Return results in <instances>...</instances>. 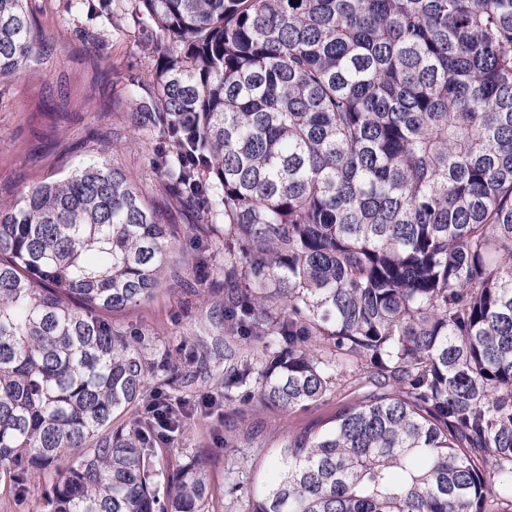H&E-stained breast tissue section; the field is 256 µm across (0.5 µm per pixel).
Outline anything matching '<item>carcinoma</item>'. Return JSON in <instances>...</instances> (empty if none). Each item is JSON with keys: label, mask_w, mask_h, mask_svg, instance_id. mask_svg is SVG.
<instances>
[{"label": "carcinoma", "mask_w": 512, "mask_h": 512, "mask_svg": "<svg viewBox=\"0 0 512 512\" xmlns=\"http://www.w3.org/2000/svg\"><path fill=\"white\" fill-rule=\"evenodd\" d=\"M0 0V78L50 63ZM151 78L131 127L206 241L224 225L222 376L282 411L363 361L359 395L277 448L245 512H512V0H127ZM178 228L93 157L0 208V497L44 512H208L204 462L159 459L145 403L186 376L112 313L181 280ZM167 490L159 497L160 487ZM51 483L50 475L29 479L22 494L11 501L10 508L7 510L0 508V512H40L42 502L51 488Z\"/></svg>", "instance_id": "obj_1"}]
</instances>
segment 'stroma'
<instances>
[{
  "label": "stroma",
  "mask_w": 512,
  "mask_h": 512,
  "mask_svg": "<svg viewBox=\"0 0 512 512\" xmlns=\"http://www.w3.org/2000/svg\"><path fill=\"white\" fill-rule=\"evenodd\" d=\"M100 0H29L36 20L55 46L53 65L31 62L16 76L0 79V207L13 204L23 187L76 169L93 153L130 174L147 198L165 208L172 223L186 225L189 214L167 206L164 177L153 167L155 141L150 135L131 140L128 105L113 86L148 82L151 60L143 50L145 33L112 0L115 24L104 28L95 10ZM213 254L208 269L193 280L164 287L149 301L114 314V324L153 337L182 369L192 370L202 351L229 347L247 355L241 337L225 335L212 313L224 306V237L213 235L202 245L184 233L171 262L192 268L201 249ZM359 386L347 376L323 401L291 413L265 406L236 393L218 399L210 411L200 402L213 389L209 379L195 377L180 387L192 414L176 437L165 462L176 463L203 453L212 488L209 512H241L248 493L266 477L276 448L294 428L325 419L337 402L351 399Z\"/></svg>",
  "instance_id": "1"
}]
</instances>
